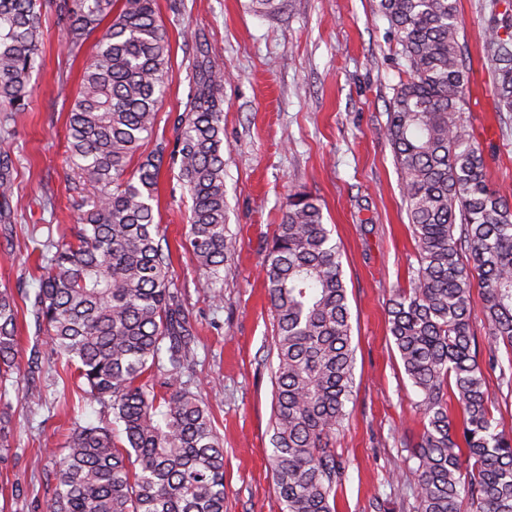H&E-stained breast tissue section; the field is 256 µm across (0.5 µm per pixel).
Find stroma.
Returning a JSON list of instances; mask_svg holds the SVG:
<instances>
[{
    "instance_id": "obj_1",
    "label": "stroma",
    "mask_w": 512,
    "mask_h": 512,
    "mask_svg": "<svg viewBox=\"0 0 512 512\" xmlns=\"http://www.w3.org/2000/svg\"><path fill=\"white\" fill-rule=\"evenodd\" d=\"M249 0H157L171 66L155 134L174 146L175 119L190 99L193 65L208 49L224 82V187L236 250L224 263L220 295L200 287L185 248L190 197L178 171L163 164L155 215L171 250L170 279L194 326L191 388L224 440L226 512H280L270 470L275 321L261 274L289 194L307 191L341 246L351 310L355 384L336 434L346 478L336 512H413L401 494L421 415L389 333L387 302L409 287L418 266L403 188L385 135L387 107L403 77L396 38L379 0H288L284 14L261 18ZM488 0H458L459 41L472 67L469 116L485 149L492 188L512 190V120L501 122L493 75L481 58ZM41 66L25 111L0 132L14 161L16 189L0 203V289L20 308V353L10 393V445L0 449V512H46L55 458L73 428L112 418L108 405L64 391L66 377L37 334L28 294L40 271L34 240L79 226L68 163L66 117L94 51L89 37L70 51L53 11L41 16ZM53 207H43L44 196ZM40 393L31 402L29 393Z\"/></svg>"
}]
</instances>
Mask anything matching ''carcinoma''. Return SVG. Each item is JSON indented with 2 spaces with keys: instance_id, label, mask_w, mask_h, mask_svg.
<instances>
[{
  "instance_id": "1",
  "label": "carcinoma",
  "mask_w": 512,
  "mask_h": 512,
  "mask_svg": "<svg viewBox=\"0 0 512 512\" xmlns=\"http://www.w3.org/2000/svg\"><path fill=\"white\" fill-rule=\"evenodd\" d=\"M278 15L285 0H251ZM504 10H499V6ZM55 11L73 48L105 19L68 117L81 222L73 240L40 242L35 325L83 394L112 409L79 426L57 463L47 512H224V445L183 381L194 333L169 280L170 250L152 201L165 156L191 199L185 246L204 288L224 282L232 248L224 189V74L206 52L163 143L131 163L157 122L169 43L157 0H0V105L25 110L38 67L40 17ZM404 60L386 135L417 240L412 288L389 299V332L425 424L411 446L414 512H512V435L498 428L485 371H512V197L490 189L466 94L457 0H379ZM483 51L499 117H512V0H492ZM0 154V199L14 190ZM276 322L273 452L281 512H335L345 467L332 448L354 384L351 315L341 254L316 198L289 195L262 267ZM482 289L488 349L471 321ZM18 305L0 290V401L19 354ZM508 365H503L500 349ZM126 444L119 445L116 433Z\"/></svg>"
}]
</instances>
